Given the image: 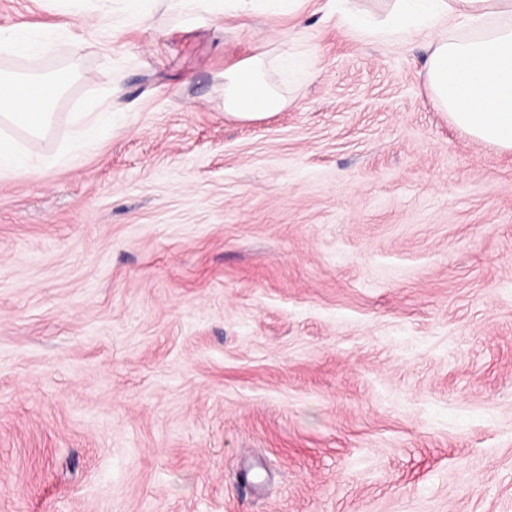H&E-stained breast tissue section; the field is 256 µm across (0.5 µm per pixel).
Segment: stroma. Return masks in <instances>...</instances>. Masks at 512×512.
I'll list each match as a JSON object with an SVG mask.
<instances>
[{"label": "stroma", "mask_w": 512, "mask_h": 512, "mask_svg": "<svg viewBox=\"0 0 512 512\" xmlns=\"http://www.w3.org/2000/svg\"><path fill=\"white\" fill-rule=\"evenodd\" d=\"M335 9L0 0L83 44L33 157L122 118L0 181V512H512V151L433 107L420 37ZM282 42L291 105L225 117ZM124 14L120 20V27L143 25L147 19L149 7L163 4L161 0H125Z\"/></svg>", "instance_id": "obj_1"}]
</instances>
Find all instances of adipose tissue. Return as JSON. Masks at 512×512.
<instances>
[{
	"label": "adipose tissue",
	"mask_w": 512,
	"mask_h": 512,
	"mask_svg": "<svg viewBox=\"0 0 512 512\" xmlns=\"http://www.w3.org/2000/svg\"><path fill=\"white\" fill-rule=\"evenodd\" d=\"M339 14L370 36L422 37L424 84L434 106L470 136L512 151V0H393L380 20L362 18L356 0H339ZM452 26L468 32L449 34ZM59 42L50 32L0 29V54L26 63L19 76L0 71V179L41 170L21 138L50 132L52 111L71 80L69 70L43 68ZM287 59V51L271 49L226 68L225 116L255 121L288 108V91L276 79Z\"/></svg>",
	"instance_id": "adipose-tissue-1"
}]
</instances>
